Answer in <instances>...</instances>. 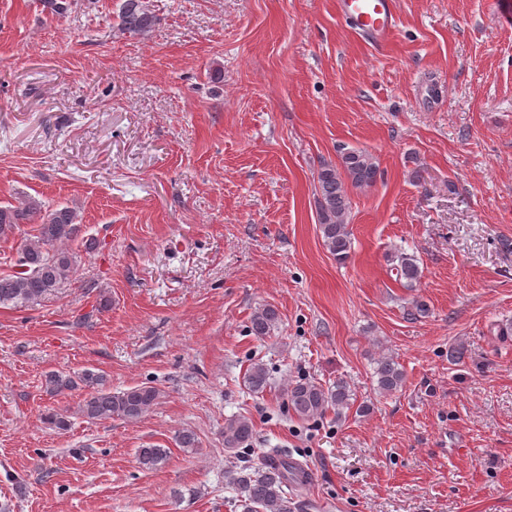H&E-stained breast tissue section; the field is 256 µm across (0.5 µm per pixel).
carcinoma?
I'll return each instance as SVG.
<instances>
[{
  "label": "carcinoma",
  "mask_w": 512,
  "mask_h": 512,
  "mask_svg": "<svg viewBox=\"0 0 512 512\" xmlns=\"http://www.w3.org/2000/svg\"><path fill=\"white\" fill-rule=\"evenodd\" d=\"M119 31L137 37L150 31L156 18L146 10L143 0H122L118 15ZM379 175L376 159L367 151L351 150L341 153L340 166L325 165L317 176V205L319 230L323 245L339 263L349 258L351 233L348 218L351 198L347 186L367 188ZM79 215L75 208L64 205L42 209L41 203L28 199L17 206L0 207V237L7 236L20 224H34L33 233L21 245L9 274L0 275V306L40 304L70 280L74 272V255L65 247L78 232ZM396 280L412 288L420 280L422 270L415 257L397 256L394 265ZM278 321L276 310L262 305L253 312L249 330L262 338ZM377 389L393 393L405 383V374L392 356L376 361ZM248 389L259 394L269 384L264 365L254 362L245 373ZM47 390L60 395L77 389L86 390L79 413L90 420L112 418L135 421L157 404L160 391L150 385H138L114 392L107 386L104 375L86 369L80 373L53 371L46 375ZM351 389L347 382L336 381L324 386L313 378H301L287 388V412L301 421H317L333 410L336 414L350 405ZM254 427L246 417H231L224 422V451L236 458L251 451ZM277 461H262L256 466L241 467L229 472V483L236 491L243 512H297L304 504L295 501L291 490L298 478L295 463L277 450ZM165 448H140L139 465L154 470L166 463Z\"/></svg>",
  "instance_id": "1"
}]
</instances>
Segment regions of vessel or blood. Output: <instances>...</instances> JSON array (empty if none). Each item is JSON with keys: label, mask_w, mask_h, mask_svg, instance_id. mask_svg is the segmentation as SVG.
Returning <instances> with one entry per match:
<instances>
[{"label": "vessel or blood", "mask_w": 512, "mask_h": 512, "mask_svg": "<svg viewBox=\"0 0 512 512\" xmlns=\"http://www.w3.org/2000/svg\"><path fill=\"white\" fill-rule=\"evenodd\" d=\"M336 11L366 44L388 43L399 26L398 0H336Z\"/></svg>", "instance_id": "vessel-or-blood-1"}]
</instances>
